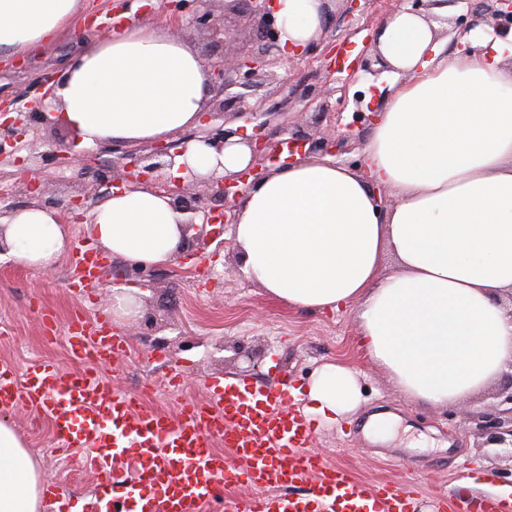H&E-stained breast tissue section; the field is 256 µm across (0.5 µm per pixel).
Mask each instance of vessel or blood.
<instances>
[{
    "label": "vessel or blood",
    "instance_id": "1",
    "mask_svg": "<svg viewBox=\"0 0 512 512\" xmlns=\"http://www.w3.org/2000/svg\"><path fill=\"white\" fill-rule=\"evenodd\" d=\"M72 266L74 288L99 280L105 268L89 246ZM67 335L81 369L65 372L43 360L21 374L1 360L0 408L46 416L60 445L81 452L98 477L89 512H202L220 485L251 488V496L234 500V512H410L411 485L362 483L310 452V423L288 387L219 380L209 384L207 400L182 401L168 414L97 371L132 354L108 321L72 317ZM119 463L131 469L120 495L110 489Z\"/></svg>",
    "mask_w": 512,
    "mask_h": 512
}]
</instances>
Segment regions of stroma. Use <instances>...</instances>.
Returning a JSON list of instances; mask_svg holds the SVG:
<instances>
[{
	"instance_id": "35a3bbf8",
	"label": "stroma",
	"mask_w": 512,
	"mask_h": 512,
	"mask_svg": "<svg viewBox=\"0 0 512 512\" xmlns=\"http://www.w3.org/2000/svg\"><path fill=\"white\" fill-rule=\"evenodd\" d=\"M104 33V28L80 21L50 48L19 55L14 64L1 63L0 101H14L22 111L32 105L52 111L46 76L59 75L70 57ZM277 72L288 88L337 85L336 73L326 70L319 53L282 61ZM401 79V74L386 72L346 87L348 104L341 121L353 136L367 139L372 129L371 123L352 118L356 93H363L365 106L377 113L385 106L391 86ZM72 138L64 125L36 124L18 154L27 158L26 167L17 165L16 156H0V208L14 211L29 205V196L13 188L27 168L40 176L44 200L63 203L80 193L102 194L104 188L93 173L41 161L42 152L65 147ZM231 238L227 231L219 240L191 239L188 257L155 267L149 286L137 291V319L112 326L129 339L134 355L119 366H101L105 378L133 392L153 382V405L172 413L178 396L205 399L207 384L216 379L267 385L288 381L302 395L316 368L341 361L358 371L362 401L342 425H315V449L329 462L346 467L361 482L415 480V512H435L434 498L443 492L450 495V512H469L468 496L480 479L503 485L500 471L512 466V460L488 453L477 430L478 415L494 404L492 390L442 405L409 401L361 348L354 309L310 312L269 298L243 273ZM68 273L65 259L44 272L0 258V359L11 361L20 371L37 360L77 370L68 351L66 321L75 313L89 320L111 316L113 290L132 285L133 280L124 263L110 259L98 286L81 295L70 288ZM46 312L57 317L55 334L43 330ZM241 349L252 353L254 370H246L239 359ZM173 370L185 377L178 395L163 385ZM4 418L31 449L44 484L58 486L70 500L71 512H83L97 477L84 468L81 453L73 450L67 459L57 460L48 419H36L23 409L5 413ZM381 421L395 423L396 436L376 433L374 426Z\"/></svg>"
}]
</instances>
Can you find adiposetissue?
<instances>
[{
	"mask_svg": "<svg viewBox=\"0 0 512 512\" xmlns=\"http://www.w3.org/2000/svg\"><path fill=\"white\" fill-rule=\"evenodd\" d=\"M81 0H0V53L41 47L67 29ZM285 44L307 43L324 21L322 0H276ZM477 56L447 54L431 25L395 13L380 38L393 86L363 145L364 168L314 156L272 171L241 199L233 228L242 270L290 307L355 306L367 356L409 400L436 405L487 388L512 366V43L476 26ZM210 92L208 67L164 26L127 24L84 47L54 83V121L82 145L142 143L196 126ZM251 160L242 143L216 153L185 145L170 170L181 179ZM394 191L382 208L378 191ZM187 215L151 189L107 197L91 231L133 266L174 261ZM0 238L24 265L47 271L68 252L55 210L27 207L0 222ZM395 266L383 273L385 255ZM307 414L349 417L361 388L351 366L316 369ZM39 472L21 439L0 422V512H39Z\"/></svg>",
	"mask_w": 512,
	"mask_h": 512,
	"instance_id": "adipose-tissue-1",
	"label": "adipose tissue"
}]
</instances>
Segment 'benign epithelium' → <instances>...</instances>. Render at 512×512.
Returning a JSON list of instances; mask_svg holds the SVG:
<instances>
[{"label":"benign epithelium","mask_w":512,"mask_h":512,"mask_svg":"<svg viewBox=\"0 0 512 512\" xmlns=\"http://www.w3.org/2000/svg\"><path fill=\"white\" fill-rule=\"evenodd\" d=\"M271 0H222V10L215 13L204 9L193 22L206 29L213 36L211 53L216 60L208 64L210 87L224 94L219 108L226 114L243 121V125L233 129L213 128L210 122L216 113H203V128L184 137V140L202 141L222 153L230 140L239 137L251 149L252 159L246 169L221 176L193 177L187 181L162 182V172L174 165V159L181 151H170L168 146H152L148 149H130L125 145H114L112 151L121 153L124 160L121 173L109 180L111 188L117 191L137 190L151 187L161 189L171 196L174 206L188 214L185 231L197 225V216H202L204 224H233L236 221V203L259 178L268 165L279 163L292 165L311 155L346 153L354 149L349 143V134L316 136L308 128L297 125L282 130L284 137L275 140L268 133L269 127L280 114L281 101L264 96L255 100L247 90L263 86H279L281 79L276 65L286 57H291V49L281 45L279 32L272 11ZM456 5L461 15L456 19L441 18L432 9ZM412 13L444 23L436 31L439 37L447 36L450 43L464 48L466 53H475L480 48L466 40V35L482 23L492 30V34L504 35L506 20L512 21V0H412ZM242 17L252 22L253 33L248 43L240 48H224L229 29L227 19ZM385 30L381 24L373 29L365 46L351 63L341 52H336L329 66L341 72L345 69L362 72L374 78L383 72H394L393 67L379 50L380 37ZM232 72L236 83L226 81V74ZM295 94L316 105L320 117L336 127L339 114L332 111L330 98L334 90L326 85H299ZM0 154L10 150L25 140L30 128V115L13 108V103H0ZM49 164L60 163L86 170L91 164V156L76 154L69 148H52L43 154ZM493 411L480 416L479 428L484 436V445L494 453H503L512 459V369L503 375L502 383L495 394Z\"/></svg>","instance_id":"obj_1"}]
</instances>
